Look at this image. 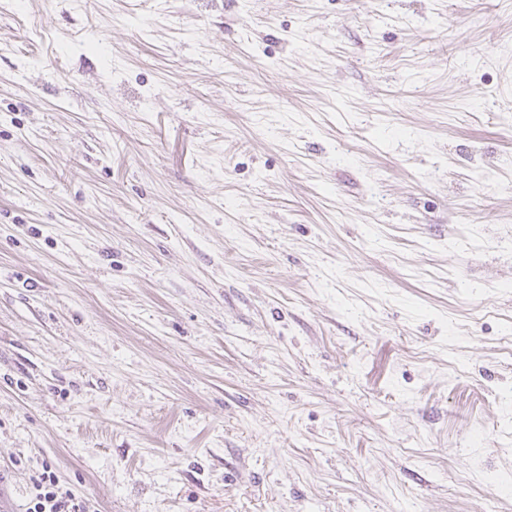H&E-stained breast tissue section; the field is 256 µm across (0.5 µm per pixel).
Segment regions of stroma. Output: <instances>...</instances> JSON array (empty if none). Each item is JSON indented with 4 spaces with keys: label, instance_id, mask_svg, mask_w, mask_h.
<instances>
[{
    "label": "stroma",
    "instance_id": "35a3bbf8",
    "mask_svg": "<svg viewBox=\"0 0 512 512\" xmlns=\"http://www.w3.org/2000/svg\"><path fill=\"white\" fill-rule=\"evenodd\" d=\"M512 512V0H0V499ZM36 488L38 493L28 504L25 512H89L86 505L74 502L67 492L60 491L56 476L51 471H44Z\"/></svg>",
    "mask_w": 512,
    "mask_h": 512
}]
</instances>
